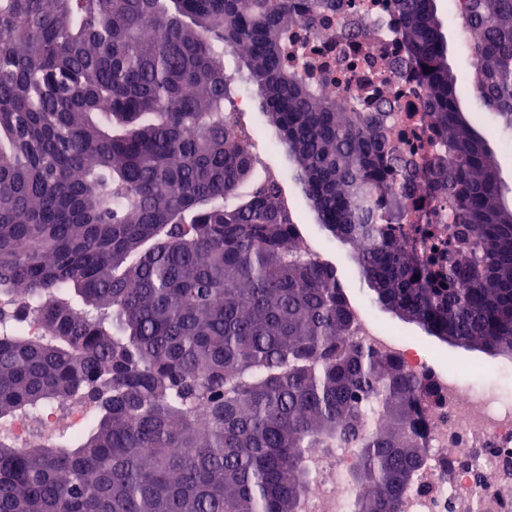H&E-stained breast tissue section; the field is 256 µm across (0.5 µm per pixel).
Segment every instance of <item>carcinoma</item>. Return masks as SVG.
Returning a JSON list of instances; mask_svg holds the SVG:
<instances>
[{
	"instance_id": "1",
	"label": "carcinoma",
	"mask_w": 512,
	"mask_h": 512,
	"mask_svg": "<svg viewBox=\"0 0 512 512\" xmlns=\"http://www.w3.org/2000/svg\"><path fill=\"white\" fill-rule=\"evenodd\" d=\"M294 0H0V423L73 400L77 435H0V512H304L315 448H351L353 512H399L428 387L350 341L336 267L297 245L224 122L242 84L370 301L429 336L512 347V187L459 89L512 132V0H462L461 75L437 0H395L440 146L398 151L286 64ZM318 24L341 0H303ZM244 69L230 71L227 52ZM427 185L420 233L400 197ZM388 198L379 209L377 195ZM34 314L44 334L19 323Z\"/></svg>"
}]
</instances>
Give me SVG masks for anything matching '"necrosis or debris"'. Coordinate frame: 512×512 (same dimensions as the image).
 I'll use <instances>...</instances> for the list:
<instances>
[{
	"label": "necrosis or debris",
	"mask_w": 512,
	"mask_h": 512,
	"mask_svg": "<svg viewBox=\"0 0 512 512\" xmlns=\"http://www.w3.org/2000/svg\"><path fill=\"white\" fill-rule=\"evenodd\" d=\"M335 24L295 30L305 33L299 66H321L322 89L344 108L378 112L390 108L393 145L416 158L430 149L438 130L423 110L417 70L408 64L393 0H347ZM355 341L401 362L430 385L436 402L423 416L428 462L403 495V512H512V398L498 386L469 382L468 362L441 369L420 346L385 331L368 305L353 308ZM93 412L83 405H52L38 418L19 416L7 431L20 445L36 447L63 433L88 427ZM319 473L307 512H351L356 488L348 474L350 449L315 451Z\"/></svg>",
	"instance_id": "necrosis-or-debris-1"
}]
</instances>
